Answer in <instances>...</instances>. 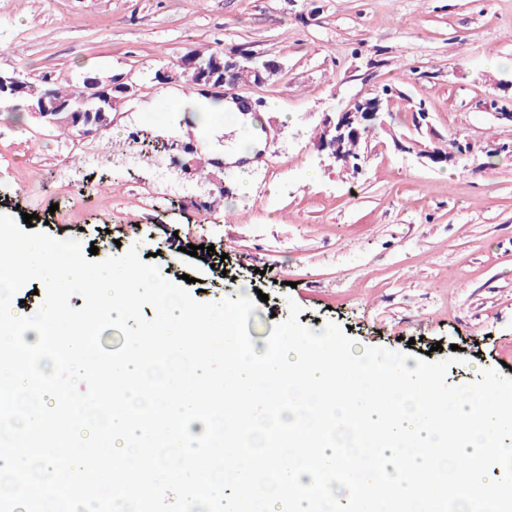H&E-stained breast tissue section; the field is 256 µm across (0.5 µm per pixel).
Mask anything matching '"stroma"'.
Masks as SVG:
<instances>
[{"mask_svg":"<svg viewBox=\"0 0 512 512\" xmlns=\"http://www.w3.org/2000/svg\"><path fill=\"white\" fill-rule=\"evenodd\" d=\"M233 48L279 69L237 87L263 116L267 157L215 195L199 155L175 166L141 146L193 126L164 109L182 81L155 72ZM15 71L56 86L122 74L132 90L88 141L0 111V213L86 250L137 248L166 279H197L199 301L262 291L248 322L258 350L293 302L300 324L336 323L357 349L450 360V384L484 368L512 378V152L485 155L512 144V123L488 113L512 112V0H0V72ZM385 85L400 91L394 120L361 171L324 162V114ZM419 101L430 128L412 124ZM452 135L475 158L429 166L421 150ZM149 191L160 204L145 205Z\"/></svg>","mask_w":512,"mask_h":512,"instance_id":"1","label":"stroma"}]
</instances>
